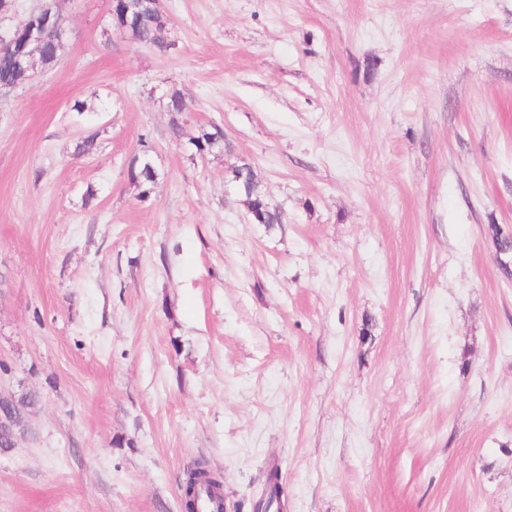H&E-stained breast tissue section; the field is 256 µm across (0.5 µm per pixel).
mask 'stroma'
<instances>
[{
    "mask_svg": "<svg viewBox=\"0 0 512 512\" xmlns=\"http://www.w3.org/2000/svg\"><path fill=\"white\" fill-rule=\"evenodd\" d=\"M53 3L0 88V512H183L199 462L226 512L273 468L288 512H512V0H161L165 53Z\"/></svg>",
    "mask_w": 512,
    "mask_h": 512,
    "instance_id": "35a3bbf8",
    "label": "stroma"
}]
</instances>
